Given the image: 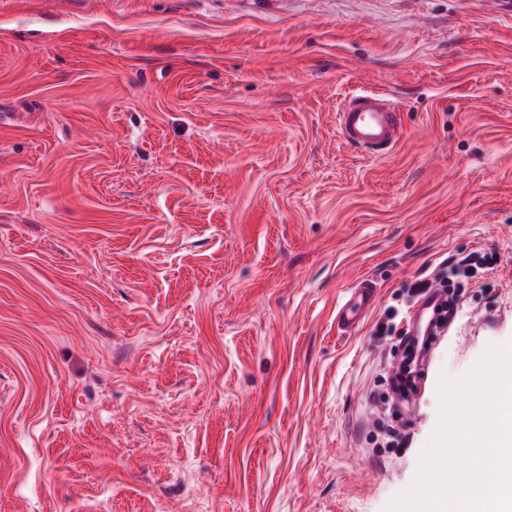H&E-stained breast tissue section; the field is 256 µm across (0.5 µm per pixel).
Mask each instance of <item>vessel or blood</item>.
Here are the masks:
<instances>
[{
  "instance_id": "b4317fda",
  "label": "vessel or blood",
  "mask_w": 512,
  "mask_h": 512,
  "mask_svg": "<svg viewBox=\"0 0 512 512\" xmlns=\"http://www.w3.org/2000/svg\"><path fill=\"white\" fill-rule=\"evenodd\" d=\"M341 134L358 148L370 152L391 149L402 136V127L393 106L374 93L353 96L338 114ZM376 286L370 279L358 280L348 289L336 313L341 333L357 330L375 301Z\"/></svg>"
}]
</instances>
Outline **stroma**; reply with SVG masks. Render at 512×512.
<instances>
[{
    "label": "stroma",
    "mask_w": 512,
    "mask_h": 512,
    "mask_svg": "<svg viewBox=\"0 0 512 512\" xmlns=\"http://www.w3.org/2000/svg\"><path fill=\"white\" fill-rule=\"evenodd\" d=\"M362 91L381 155L336 125ZM474 251L385 447L376 329ZM508 341L511 8L0 0V512H384ZM338 124L350 144L368 152L388 151L403 134L395 108L371 92L353 96L339 112ZM459 273V266L456 264H448L442 267L431 279L423 278L416 280L408 286L410 294L412 296H427L430 293H436L440 288L436 283L441 285V288H445L443 291L446 292L448 282L452 277L457 276ZM376 286L368 278L358 280L347 291V296L336 313V325L343 334L356 331L375 301Z\"/></svg>",
    "instance_id": "stroma-1"
}]
</instances>
